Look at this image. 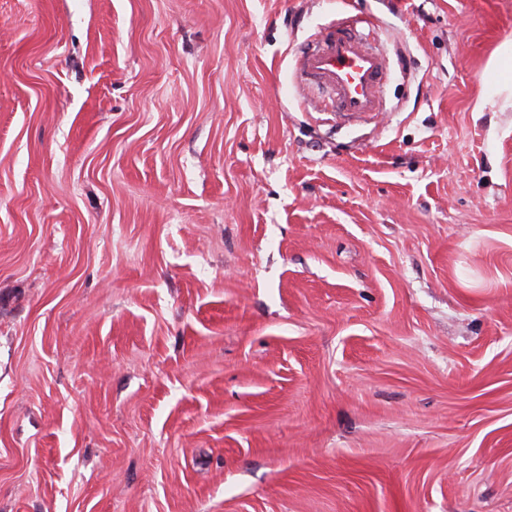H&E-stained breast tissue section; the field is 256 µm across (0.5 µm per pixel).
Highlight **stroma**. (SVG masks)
Here are the masks:
<instances>
[{"label":"stroma","instance_id":"obj_1","mask_svg":"<svg viewBox=\"0 0 512 512\" xmlns=\"http://www.w3.org/2000/svg\"><path fill=\"white\" fill-rule=\"evenodd\" d=\"M352 18L383 114L297 56ZM512 0H0V512H512ZM495 81L500 92L509 94L512 91V41L507 40L498 54L492 59Z\"/></svg>","mask_w":512,"mask_h":512}]
</instances>
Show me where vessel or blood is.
<instances>
[{
  "label": "vessel or blood",
  "mask_w": 512,
  "mask_h": 512,
  "mask_svg": "<svg viewBox=\"0 0 512 512\" xmlns=\"http://www.w3.org/2000/svg\"><path fill=\"white\" fill-rule=\"evenodd\" d=\"M302 80L316 88L337 119L372 115L381 107L387 58L366 37L344 27L328 26L299 60Z\"/></svg>",
  "instance_id": "1"
}]
</instances>
